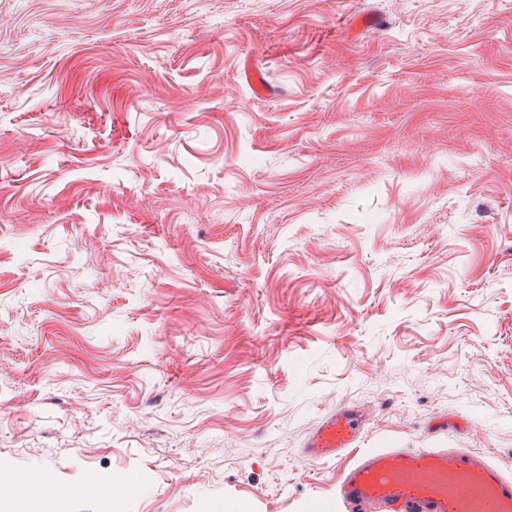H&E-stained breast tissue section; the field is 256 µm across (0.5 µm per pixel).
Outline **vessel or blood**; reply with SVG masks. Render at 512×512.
Masks as SVG:
<instances>
[{
    "label": "vessel or blood",
    "mask_w": 512,
    "mask_h": 512,
    "mask_svg": "<svg viewBox=\"0 0 512 512\" xmlns=\"http://www.w3.org/2000/svg\"><path fill=\"white\" fill-rule=\"evenodd\" d=\"M341 404L310 433L311 460L344 459L335 496L342 512H512V476L485 455L440 448H373L349 456L365 428Z\"/></svg>",
    "instance_id": "b4317fda"
}]
</instances>
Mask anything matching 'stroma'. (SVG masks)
Segmentation results:
<instances>
[{"label":"stroma","instance_id":"35a3bbf8","mask_svg":"<svg viewBox=\"0 0 512 512\" xmlns=\"http://www.w3.org/2000/svg\"><path fill=\"white\" fill-rule=\"evenodd\" d=\"M339 404L512 474V0H0L14 483L338 512ZM366 417L359 409L341 404L326 413L310 433L302 453L311 460L341 459L357 447Z\"/></svg>","mask_w":512,"mask_h":512}]
</instances>
